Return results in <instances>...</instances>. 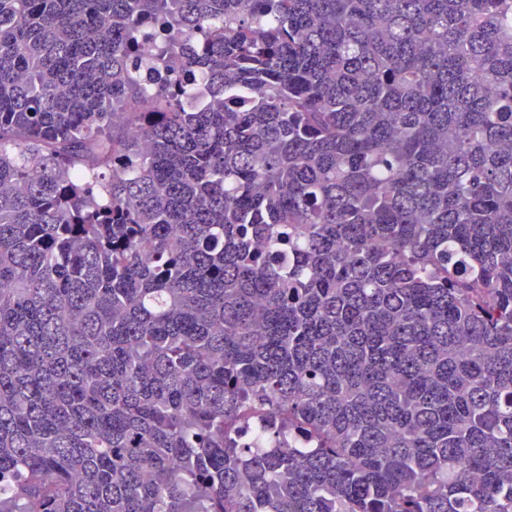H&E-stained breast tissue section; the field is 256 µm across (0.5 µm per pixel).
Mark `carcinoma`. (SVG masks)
I'll use <instances>...</instances> for the list:
<instances>
[{"mask_svg":"<svg viewBox=\"0 0 512 512\" xmlns=\"http://www.w3.org/2000/svg\"><path fill=\"white\" fill-rule=\"evenodd\" d=\"M0 512H512V0H0Z\"/></svg>","mask_w":512,"mask_h":512,"instance_id":"carcinoma-1","label":"carcinoma"}]
</instances>
